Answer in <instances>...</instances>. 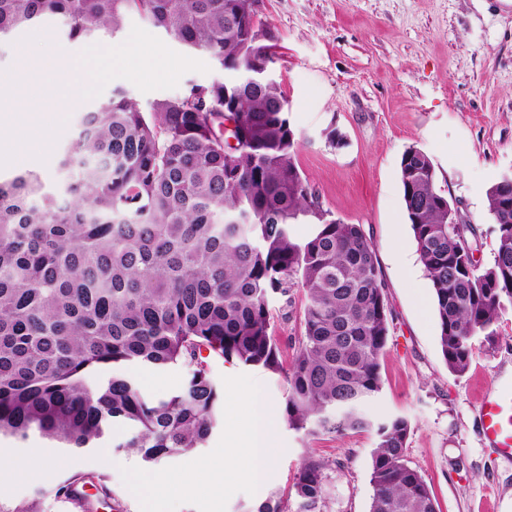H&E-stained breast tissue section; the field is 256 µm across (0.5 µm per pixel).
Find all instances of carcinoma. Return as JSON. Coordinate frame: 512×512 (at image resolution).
<instances>
[{"label": "carcinoma", "instance_id": "1", "mask_svg": "<svg viewBox=\"0 0 512 512\" xmlns=\"http://www.w3.org/2000/svg\"><path fill=\"white\" fill-rule=\"evenodd\" d=\"M137 12L207 55L224 79L142 111L116 92L82 106L61 166L77 172L62 193L33 173L0 179V437L38 435L93 448L114 424L115 447L158 463L201 447L221 424L219 357L282 374L289 427L307 435L372 430L369 512H438L424 478L405 463L410 422L377 420L365 405L383 389L380 358L392 312L372 243L361 225L324 216L296 165L298 140L280 84L249 82L272 46L250 36L238 0H0V37L45 16L68 38L117 30ZM245 136L224 133V101ZM237 145L224 150V136ZM405 212L431 282L448 369L465 373L473 340L492 346L512 307V174L487 191L497 226L493 263L480 267L448 223L431 159L400 164ZM315 224L300 241L293 226ZM304 289L303 334L280 361L270 301ZM187 369L182 388L146 395L132 366ZM326 465L308 457L293 488L298 512H323ZM97 488V495L86 492ZM54 495L72 512L110 506L101 480L72 474ZM0 512H43L38 498Z\"/></svg>", "mask_w": 512, "mask_h": 512}]
</instances>
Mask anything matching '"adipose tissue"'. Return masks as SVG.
I'll return each mask as SVG.
<instances>
[{"label": "adipose tissue", "mask_w": 512, "mask_h": 512, "mask_svg": "<svg viewBox=\"0 0 512 512\" xmlns=\"http://www.w3.org/2000/svg\"><path fill=\"white\" fill-rule=\"evenodd\" d=\"M247 400L254 409L248 422L240 427L244 442L230 454L193 466L187 476L177 478L167 473H154L137 479L134 491L145 501L160 497H172L193 489L215 491L223 488L228 474H243L254 481H261L265 466L274 458L271 446V419L269 411L257 407L256 394H248Z\"/></svg>", "instance_id": "adipose-tissue-1"}]
</instances>
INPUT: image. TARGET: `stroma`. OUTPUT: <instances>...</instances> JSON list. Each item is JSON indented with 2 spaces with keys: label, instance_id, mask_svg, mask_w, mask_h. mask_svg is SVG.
I'll list each match as a JSON object with an SVG mask.
<instances>
[{
  "label": "stroma",
  "instance_id": "stroma-1",
  "mask_svg": "<svg viewBox=\"0 0 512 512\" xmlns=\"http://www.w3.org/2000/svg\"><path fill=\"white\" fill-rule=\"evenodd\" d=\"M276 46L274 70L288 100L299 142L296 163L324 210L361 225L379 261L392 311L383 390L369 406L377 417L402 416L411 431L405 461L425 479L439 512H512V463L485 441L478 406L494 382H512V308L498 322L495 345L475 339L468 370L452 373L439 344L433 290L407 220L400 161L416 147L431 159L438 192L457 203L474 233L469 243L481 266L494 259L495 224L487 190L512 171V0H263ZM77 112L47 160H19L0 177L38 174L53 191L70 179L60 160L76 138ZM343 140L332 145L330 131ZM303 289L271 311L280 358L289 362L301 334ZM224 401L222 425L200 448L157 464L113 450L127 428L115 426L99 447H52L39 436L0 446L21 457L57 460L45 481L0 483V502L43 494L46 512H71L52 489L80 472L102 478L112 492V512H145L131 484L157 469L180 475L188 462H205L237 445L233 395L258 390L272 408L271 440L277 450L262 483L228 480L221 493L164 498L155 512H256L280 501L297 512L295 473L306 457L327 465L323 512H369L371 451L376 437L350 431L308 436L284 419L286 385L261 367L212 361Z\"/></svg>",
  "mask_w": 512,
  "mask_h": 512
}]
</instances>
